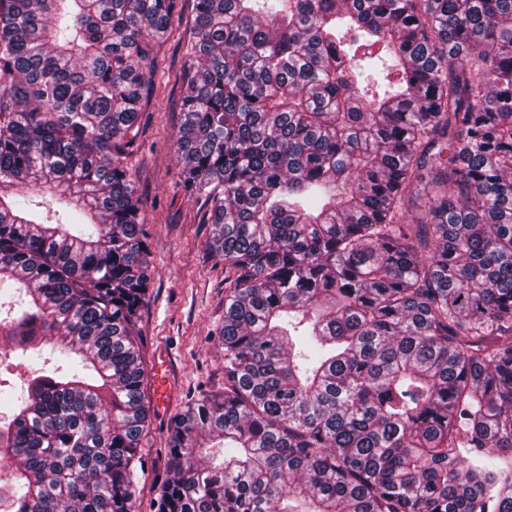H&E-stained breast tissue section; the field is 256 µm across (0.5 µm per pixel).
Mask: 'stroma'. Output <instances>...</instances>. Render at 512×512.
<instances>
[{
    "instance_id": "stroma-1",
    "label": "stroma",
    "mask_w": 512,
    "mask_h": 512,
    "mask_svg": "<svg viewBox=\"0 0 512 512\" xmlns=\"http://www.w3.org/2000/svg\"><path fill=\"white\" fill-rule=\"evenodd\" d=\"M181 22L172 24L157 47L156 90L140 113L136 148L128 157L141 213L149 226L155 274L141 314L146 338L144 368L165 361L172 388L165 408H157L155 383L145 385L148 431L142 439L144 471L139 475L140 512H149L157 484L166 476L165 444L171 420L200 393L224 388V357L215 336L224 323V263L208 242L213 226L201 200L190 197L179 175L172 138L181 123L185 90V38L192 4L183 0ZM59 351L12 353L1 376L20 398L32 371L56 364Z\"/></svg>"
}]
</instances>
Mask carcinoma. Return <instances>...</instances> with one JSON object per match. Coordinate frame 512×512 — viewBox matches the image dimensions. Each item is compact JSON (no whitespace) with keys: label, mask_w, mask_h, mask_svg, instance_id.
I'll use <instances>...</instances> for the list:
<instances>
[{"label":"carcinoma","mask_w":512,"mask_h":512,"mask_svg":"<svg viewBox=\"0 0 512 512\" xmlns=\"http://www.w3.org/2000/svg\"><path fill=\"white\" fill-rule=\"evenodd\" d=\"M178 4L0 0V336L74 356L0 427L6 512H137L126 159ZM192 4L172 148L224 258V393L171 425L153 512H512V0Z\"/></svg>","instance_id":"obj_1"}]
</instances>
